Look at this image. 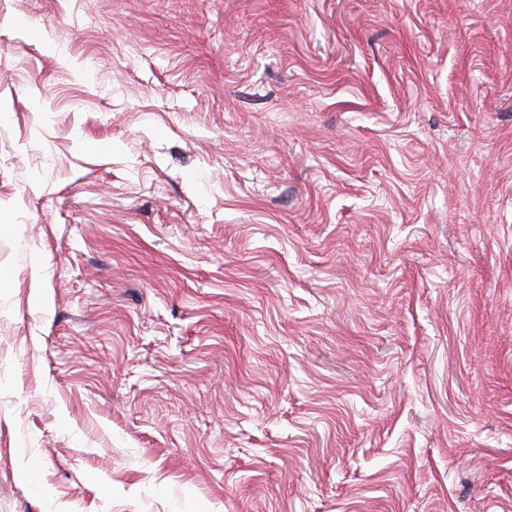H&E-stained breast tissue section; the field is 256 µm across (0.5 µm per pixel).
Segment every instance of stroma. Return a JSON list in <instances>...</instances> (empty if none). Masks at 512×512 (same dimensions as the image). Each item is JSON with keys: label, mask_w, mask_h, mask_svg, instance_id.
Instances as JSON below:
<instances>
[{"label": "stroma", "mask_w": 512, "mask_h": 512, "mask_svg": "<svg viewBox=\"0 0 512 512\" xmlns=\"http://www.w3.org/2000/svg\"><path fill=\"white\" fill-rule=\"evenodd\" d=\"M0 512H512V0H0Z\"/></svg>", "instance_id": "stroma-1"}]
</instances>
